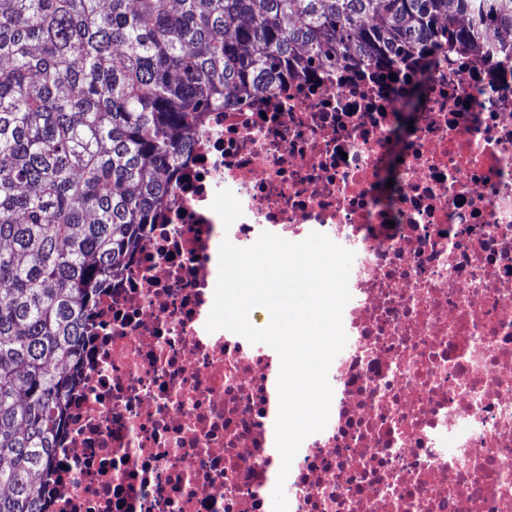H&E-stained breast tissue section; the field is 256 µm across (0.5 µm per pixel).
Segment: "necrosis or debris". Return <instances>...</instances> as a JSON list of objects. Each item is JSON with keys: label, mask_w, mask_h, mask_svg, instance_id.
I'll list each match as a JSON object with an SVG mask.
<instances>
[{"label": "necrosis or debris", "mask_w": 512, "mask_h": 512, "mask_svg": "<svg viewBox=\"0 0 512 512\" xmlns=\"http://www.w3.org/2000/svg\"><path fill=\"white\" fill-rule=\"evenodd\" d=\"M412 79L318 65L210 113L100 297L51 512H273L278 355L206 329L222 242L265 231L355 253L288 512H512V57L441 43L390 171Z\"/></svg>", "instance_id": "1"}]
</instances>
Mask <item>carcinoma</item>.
<instances>
[{"label":"carcinoma","mask_w":512,"mask_h":512,"mask_svg":"<svg viewBox=\"0 0 512 512\" xmlns=\"http://www.w3.org/2000/svg\"><path fill=\"white\" fill-rule=\"evenodd\" d=\"M444 38L512 55V0H0V512H45L99 292L224 93Z\"/></svg>","instance_id":"cac0c4a2"}]
</instances>
